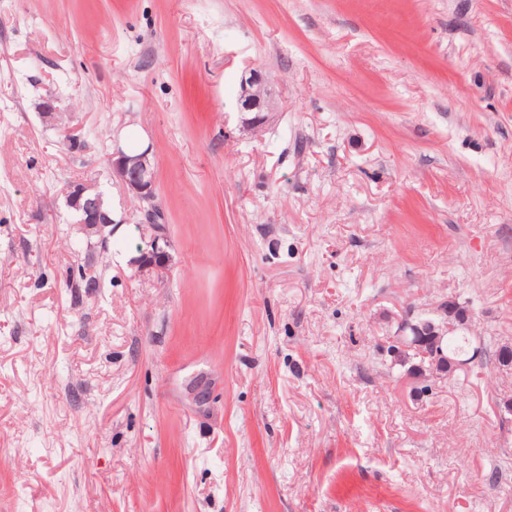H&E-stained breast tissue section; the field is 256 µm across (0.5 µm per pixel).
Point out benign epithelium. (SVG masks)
<instances>
[{
    "instance_id": "7a95c632",
    "label": "benign epithelium",
    "mask_w": 512,
    "mask_h": 512,
    "mask_svg": "<svg viewBox=\"0 0 512 512\" xmlns=\"http://www.w3.org/2000/svg\"><path fill=\"white\" fill-rule=\"evenodd\" d=\"M237 111L248 114V117L243 119V126L252 132L261 129L274 112L278 111L272 82L262 72L250 68L243 73ZM111 166L112 173L123 187L140 202L141 218L138 224L143 235L148 237V241L146 249L142 250L137 261L138 272L147 273L166 267L170 262V256L158 246L163 229L157 227L159 210L155 204V168L151 150L146 148L130 153L118 149L112 153ZM66 202L78 215V223L87 232L101 235L113 223L111 212L104 205L102 194L91 185L73 186L67 194ZM411 317V312H406L387 347V352L395 357L406 348L405 330L413 326ZM460 321L465 325L469 324L468 311L457 302L446 299L436 306L429 315V320L423 323L421 337L415 342V346L422 357L430 359L431 375L436 378L447 375L448 367L452 366V360L448 359V355L442 350L441 343L443 337L453 331L456 323Z\"/></svg>"
}]
</instances>
